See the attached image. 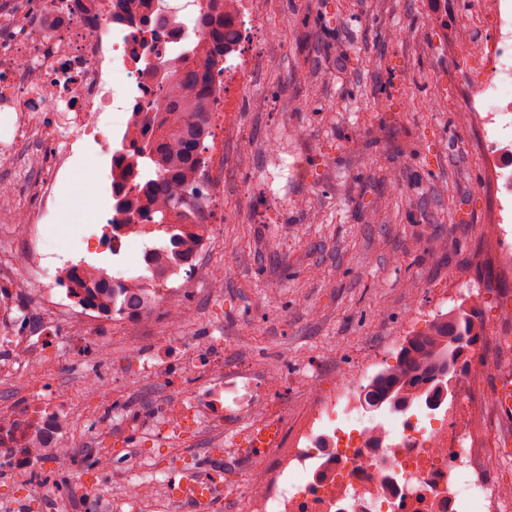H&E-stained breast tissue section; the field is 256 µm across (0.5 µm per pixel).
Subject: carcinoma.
I'll return each mask as SVG.
<instances>
[{"label":"carcinoma","instance_id":"1","mask_svg":"<svg viewBox=\"0 0 512 512\" xmlns=\"http://www.w3.org/2000/svg\"><path fill=\"white\" fill-rule=\"evenodd\" d=\"M209 2V8L196 18L202 37L185 42L175 55H162V74L142 63L156 90L134 99V149H127L125 135L115 152L121 167L113 191L122 198L114 199L113 212L119 216L118 223L147 237L143 266L136 277L96 269L92 287L97 299L112 302L119 313H135L147 303L156 253H166L170 266L165 275L174 274L190 265V242L209 229L201 203L205 141L212 135L219 78L233 36L226 0ZM478 336L479 329L466 315L441 316L424 333L405 342L396 365L377 376L365 393L364 408L386 407L398 413L420 401L433 403L448 391V373H456L459 355Z\"/></svg>","mask_w":512,"mask_h":512}]
</instances>
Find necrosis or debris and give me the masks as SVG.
I'll use <instances>...</instances> for the list:
<instances>
[{"mask_svg": "<svg viewBox=\"0 0 512 512\" xmlns=\"http://www.w3.org/2000/svg\"><path fill=\"white\" fill-rule=\"evenodd\" d=\"M205 0H150L151 10H166L183 23L180 33L162 35L159 47L178 49ZM56 17L45 28L42 15ZM479 22L490 39L473 47L483 60L468 85L465 100L475 127L484 134L489 156L485 180L496 195L490 222L488 257L498 275L512 280V0H484ZM146 34L140 22L101 0L89 12L86 0H34L28 11L0 15V188L25 187L29 205L11 204L18 226L27 229L55 216L57 185L69 177L70 160L83 143L109 152L111 141L103 113L127 111L110 87L147 95L153 87L136 51ZM27 265L56 271L58 283L41 290L42 316H32L24 295L27 284L14 280L0 289V379L24 382L40 350L64 345L66 355L83 357L91 345L85 326L121 323L138 334L146 313L111 315L90 302L68 277L70 260L39 247L28 236ZM64 316L69 336L59 334L56 316ZM142 381L176 391L175 399L142 415L105 403L111 391L96 369L82 377L84 392L101 397L96 414L74 428L71 398L44 386L23 389L8 412H0V475L33 472L50 459L65 462L74 431L96 435L119 422L132 433L151 431L160 441L183 438L208 427L229 431L241 424L276 428L279 438L255 459L249 491L232 496L214 473L203 484L223 495L232 512H512V488L491 476L489 449L481 432L487 406L477 391L486 365L470 359L459 367L455 401L446 425L428 431L404 420L400 434L384 425L366 424L360 404L366 377L339 381L334 389L310 398L295 422L272 411L264 395L270 380L259 365L224 360L221 337L202 340L174 334L139 349ZM134 482L120 500L97 498L99 512H142L154 501L159 512H183L171 477L155 471L148 457L130 461Z\"/></svg>", "mask_w": 512, "mask_h": 512, "instance_id": "obj_1", "label": "necrosis or debris"}]
</instances>
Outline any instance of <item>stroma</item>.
I'll return each mask as SVG.
<instances>
[{
	"label": "stroma",
	"mask_w": 512,
	"mask_h": 512,
	"mask_svg": "<svg viewBox=\"0 0 512 512\" xmlns=\"http://www.w3.org/2000/svg\"><path fill=\"white\" fill-rule=\"evenodd\" d=\"M480 0H252L262 38L243 42L253 67L220 91L206 170L214 243L181 295L182 331H224V359L257 360L275 382V401L296 411L311 388L326 392L373 349L404 343L456 309L477 308L484 328L481 356L494 364L493 338L512 330L501 309L512 283L477 263L488 245L493 199L483 189L485 157L462 94L476 60L462 47ZM109 156L89 145L56 193L55 218L36 227L41 246L116 275H127L143 251L125 240L120 254L82 239L112 203ZM466 286L453 299L438 293L449 272ZM223 274L212 289L210 273ZM421 317H413V309ZM154 313L140 336L93 326L103 375L123 381V405L150 412L172 399L165 386L140 382L131 353L167 335ZM42 364L55 388L81 393L78 362L48 348ZM195 448L114 430L73 440L65 467L47 464L40 488L26 478H0V503L21 498L26 512L58 497L64 512H84L82 483L120 496V473L102 474L98 456L120 463L148 456L168 471L214 469L224 459V487L247 491V471L229 463L227 444L192 433Z\"/></svg>",
	"instance_id": "35a3bbf8"
}]
</instances>
